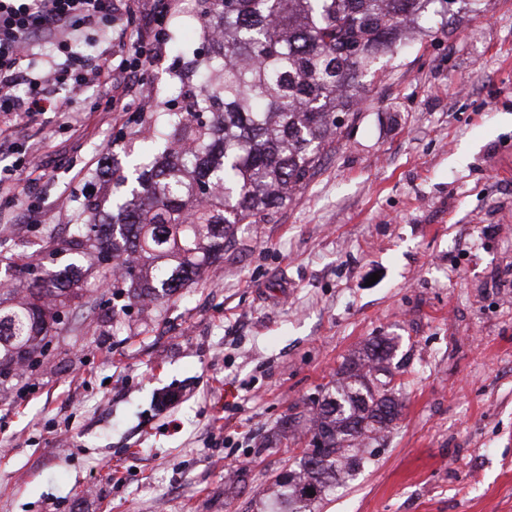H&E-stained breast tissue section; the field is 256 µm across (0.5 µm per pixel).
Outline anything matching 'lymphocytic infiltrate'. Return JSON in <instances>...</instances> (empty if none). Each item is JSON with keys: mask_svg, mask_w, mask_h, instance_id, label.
<instances>
[{"mask_svg": "<svg viewBox=\"0 0 512 512\" xmlns=\"http://www.w3.org/2000/svg\"><path fill=\"white\" fill-rule=\"evenodd\" d=\"M172 0H153L145 25L133 29L119 53L83 56L71 49L84 30L103 39L140 10L139 0H0V156L17 154L14 138L25 118L44 112L67 116L86 89L98 91L110 112H125L132 99L149 95L146 71L166 44ZM58 56L41 53L44 41Z\"/></svg>", "mask_w": 512, "mask_h": 512, "instance_id": "obj_1", "label": "lymphocytic infiltrate"}]
</instances>
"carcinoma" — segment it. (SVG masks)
<instances>
[{
  "instance_id": "cac0c4a2",
  "label": "carcinoma",
  "mask_w": 512,
  "mask_h": 512,
  "mask_svg": "<svg viewBox=\"0 0 512 512\" xmlns=\"http://www.w3.org/2000/svg\"><path fill=\"white\" fill-rule=\"evenodd\" d=\"M468 0H196L209 50L182 56L170 74L184 105L166 103L142 147L146 161L112 168L114 195L102 223L80 222L64 250H95L113 266L125 310L191 286L224 256L236 225L259 224L306 184L362 97V77L419 33L437 34ZM46 273L24 301L0 298V375L32 355L62 309L82 297L69 273ZM391 346L367 342L317 401L312 440L299 469L275 477L280 512H306L336 475L363 465L356 442L391 425L403 403L384 366Z\"/></svg>"
}]
</instances>
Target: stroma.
Returning <instances> with one entry per match:
<instances>
[{
	"label": "stroma",
	"instance_id": "1",
	"mask_svg": "<svg viewBox=\"0 0 512 512\" xmlns=\"http://www.w3.org/2000/svg\"><path fill=\"white\" fill-rule=\"evenodd\" d=\"M381 65L306 185L195 284L125 311L94 251L62 246L86 174L109 196L152 112L89 97L73 127L29 120L40 168L0 199V268L32 264L0 295L72 263L82 297L37 367L0 377V512H270L310 441L281 420L378 336L402 413L314 512H512V0H473Z\"/></svg>",
	"mask_w": 512,
	"mask_h": 512
}]
</instances>
